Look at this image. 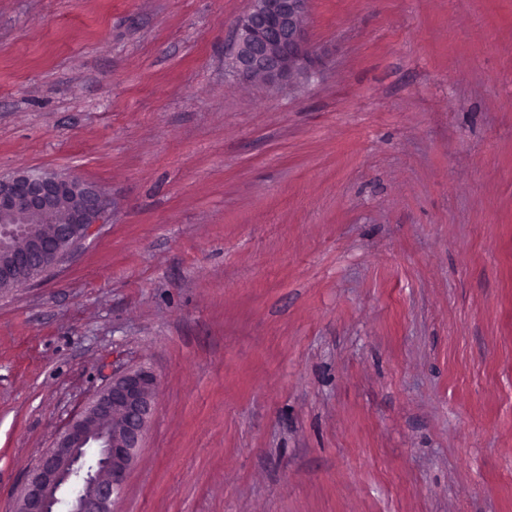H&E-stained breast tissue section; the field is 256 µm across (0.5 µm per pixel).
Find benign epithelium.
<instances>
[{
  "label": "benign epithelium",
  "mask_w": 512,
  "mask_h": 512,
  "mask_svg": "<svg viewBox=\"0 0 512 512\" xmlns=\"http://www.w3.org/2000/svg\"><path fill=\"white\" fill-rule=\"evenodd\" d=\"M309 0H250L226 57L235 77L289 85L319 74L307 27ZM99 187L49 169L0 176V283L29 282L60 265L108 217ZM63 209L64 223L30 232L32 215ZM157 377L147 367L112 378L67 423L22 485L11 512H114L155 410Z\"/></svg>",
  "instance_id": "obj_1"
}]
</instances>
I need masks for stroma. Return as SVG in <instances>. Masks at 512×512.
Returning <instances> with one entry per match:
<instances>
[{"instance_id":"obj_1","label":"stroma","mask_w":512,"mask_h":512,"mask_svg":"<svg viewBox=\"0 0 512 512\" xmlns=\"http://www.w3.org/2000/svg\"><path fill=\"white\" fill-rule=\"evenodd\" d=\"M0 0V174L112 202L0 291V512L114 374L156 411L116 512H512V0ZM309 0H251L237 20L226 57L232 76L289 85L319 74L307 27Z\"/></svg>"}]
</instances>
